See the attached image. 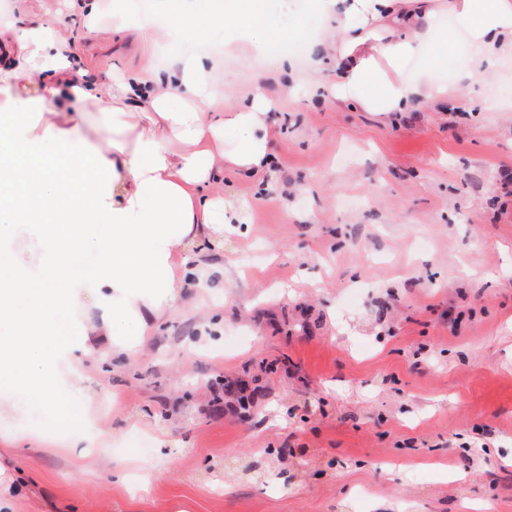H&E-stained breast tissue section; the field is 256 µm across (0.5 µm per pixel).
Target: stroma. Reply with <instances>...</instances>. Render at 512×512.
<instances>
[{"label":"stroma","mask_w":512,"mask_h":512,"mask_svg":"<svg viewBox=\"0 0 512 512\" xmlns=\"http://www.w3.org/2000/svg\"><path fill=\"white\" fill-rule=\"evenodd\" d=\"M310 0H268L276 45L309 40ZM223 34L180 45L225 55L232 109L254 88L277 100L274 160L224 175L247 231L212 257L193 307L99 386L93 429L159 419L176 443L141 452L122 427L116 459L154 462L139 491L89 475L58 438L28 449L57 512H512V114L464 111L472 90L399 118L288 96L256 53ZM143 42L89 46L95 71L134 68ZM259 382L250 412L220 381ZM289 449L280 457V449ZM460 467L470 481L453 479Z\"/></svg>","instance_id":"35a3bbf8"}]
</instances>
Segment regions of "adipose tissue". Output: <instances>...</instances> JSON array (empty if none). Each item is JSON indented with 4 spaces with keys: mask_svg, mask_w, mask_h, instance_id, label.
Listing matches in <instances>:
<instances>
[{
    "mask_svg": "<svg viewBox=\"0 0 512 512\" xmlns=\"http://www.w3.org/2000/svg\"><path fill=\"white\" fill-rule=\"evenodd\" d=\"M324 20L304 64L282 56L289 87H319L337 73L335 96L380 115L412 111L447 93L429 78L407 79L408 61L463 41L468 77L482 83L512 61V0H314ZM82 18L81 34L63 17H30L13 0L0 23V117L6 136L33 154L53 146L63 168H33L26 198L0 209V319L16 327L0 337V512L52 503L38 492L24 452L43 434L69 429L75 406L99 409L95 374L120 368L151 330L183 311L185 290L210 273L208 257L243 223L245 208L224 198V174L269 168L276 104L261 90L232 110L210 78L220 59L172 54L158 68L146 52L137 67L92 72L81 37L136 31L145 43H176L231 28L260 45L264 0H170L146 23L126 0H64ZM448 13V30L434 19ZM78 104L65 111L64 100ZM101 113L103 136L88 120ZM237 141L225 138L227 130ZM66 278L65 289L55 282ZM42 407L41 429H12L26 404Z\"/></svg>",
    "mask_w": 512,
    "mask_h": 512,
    "instance_id": "adipose-tissue-1",
    "label": "adipose tissue"
}]
</instances>
